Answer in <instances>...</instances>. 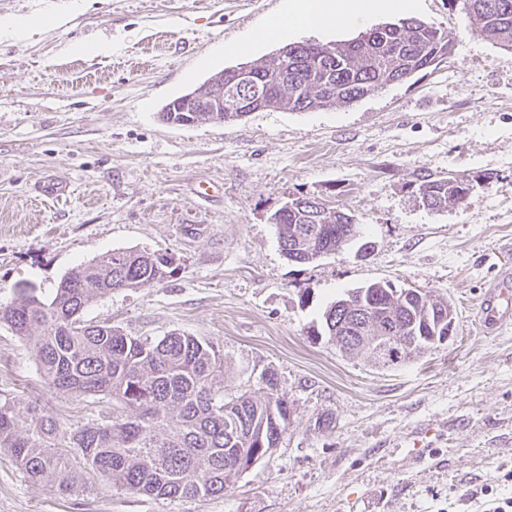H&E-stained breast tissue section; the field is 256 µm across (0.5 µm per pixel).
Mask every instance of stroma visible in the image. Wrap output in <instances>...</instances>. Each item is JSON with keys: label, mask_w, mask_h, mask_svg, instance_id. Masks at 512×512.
<instances>
[{"label": "stroma", "mask_w": 512, "mask_h": 512, "mask_svg": "<svg viewBox=\"0 0 512 512\" xmlns=\"http://www.w3.org/2000/svg\"><path fill=\"white\" fill-rule=\"evenodd\" d=\"M284 5L0 0L2 19H54L26 36L0 31V304L24 284L52 292L115 250L172 256L163 282L112 291L83 320L212 340L228 391L257 389L271 368L291 411L276 451L205 501L132 493L91 472L85 491L63 495L2 449L0 512H476L469 491L512 497V321L478 323L491 287L512 281V50L469 30L448 0H417L413 19L454 37L438 66L328 109L160 120L214 73L296 42L224 50ZM100 39L111 52L71 50ZM451 174L474 186L465 204L424 208L415 181ZM51 179L68 195L44 198ZM203 180L218 197H194ZM302 194L353 215L370 249L288 261L272 217ZM373 281L449 299L455 336L383 369L312 335L331 302ZM37 341L0 324V399L40 402L65 446L112 402L57 394Z\"/></svg>", "instance_id": "obj_1"}]
</instances>
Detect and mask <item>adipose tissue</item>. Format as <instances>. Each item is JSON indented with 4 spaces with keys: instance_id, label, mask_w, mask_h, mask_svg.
<instances>
[{
    "instance_id": "obj_1",
    "label": "adipose tissue",
    "mask_w": 512,
    "mask_h": 512,
    "mask_svg": "<svg viewBox=\"0 0 512 512\" xmlns=\"http://www.w3.org/2000/svg\"><path fill=\"white\" fill-rule=\"evenodd\" d=\"M415 9L416 0H288L287 8L272 16L253 38L270 41L286 32L346 29L361 19L384 14H410Z\"/></svg>"
}]
</instances>
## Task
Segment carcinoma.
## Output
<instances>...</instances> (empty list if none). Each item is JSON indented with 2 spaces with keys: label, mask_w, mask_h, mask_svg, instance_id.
Here are the masks:
<instances>
[{
  "label": "carcinoma",
  "mask_w": 512,
  "mask_h": 512,
  "mask_svg": "<svg viewBox=\"0 0 512 512\" xmlns=\"http://www.w3.org/2000/svg\"><path fill=\"white\" fill-rule=\"evenodd\" d=\"M466 26L512 49V0H458ZM453 34L414 19L378 26L340 43L288 44V83L267 63L255 66L259 94L252 112L308 111L351 103L417 71L453 50ZM199 122H232L244 112H200ZM474 186L464 177L423 176L415 192L434 210L464 203ZM275 214L288 260L313 263L360 237L352 215L318 207L308 196L289 199ZM166 254L114 251L82 264L46 298L33 285L0 306V323L25 338L42 330L37 360L50 387L112 399V418L76 429L69 448L56 443L58 423L37 405L0 400V449L35 481L61 493L84 488L92 470L133 493L204 501L224 495L231 475L245 471L261 449L275 448L288 427L290 406L275 371L255 392L230 394L224 353L214 342L171 332L160 339L129 336L106 323L87 324L83 311L119 289L159 284L172 273ZM456 321L452 305L411 288L376 281L351 290L324 311L321 329L345 353L374 351L367 339L388 337L383 367L402 364L440 344Z\"/></svg>",
  "instance_id": "carcinoma-1"
}]
</instances>
